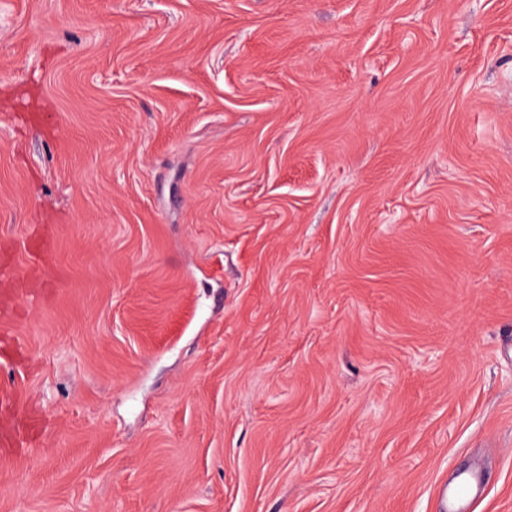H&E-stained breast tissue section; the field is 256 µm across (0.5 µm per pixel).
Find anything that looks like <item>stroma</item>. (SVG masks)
<instances>
[{
    "label": "stroma",
    "mask_w": 512,
    "mask_h": 512,
    "mask_svg": "<svg viewBox=\"0 0 512 512\" xmlns=\"http://www.w3.org/2000/svg\"><path fill=\"white\" fill-rule=\"evenodd\" d=\"M0 512H512V0H0ZM483 478L480 473H472L461 482L449 481L438 491L441 512H470L473 503L481 492Z\"/></svg>",
    "instance_id": "stroma-1"
}]
</instances>
